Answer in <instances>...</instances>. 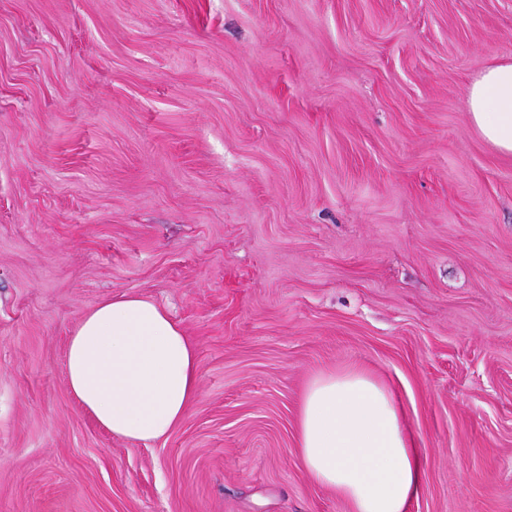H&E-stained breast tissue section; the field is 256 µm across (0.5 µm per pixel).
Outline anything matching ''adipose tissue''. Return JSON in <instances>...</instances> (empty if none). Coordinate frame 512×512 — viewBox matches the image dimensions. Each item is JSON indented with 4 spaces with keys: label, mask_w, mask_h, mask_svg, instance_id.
Instances as JSON below:
<instances>
[{
    "label": "adipose tissue",
    "mask_w": 512,
    "mask_h": 512,
    "mask_svg": "<svg viewBox=\"0 0 512 512\" xmlns=\"http://www.w3.org/2000/svg\"><path fill=\"white\" fill-rule=\"evenodd\" d=\"M469 122L512 155V57L492 59L469 90ZM70 390L104 428L142 442L165 437L198 393L195 348L152 299L114 296L87 312L68 343ZM297 448L306 474L352 512H411L423 461L390 390L356 368L305 386Z\"/></svg>",
    "instance_id": "ef3b65f1"
}]
</instances>
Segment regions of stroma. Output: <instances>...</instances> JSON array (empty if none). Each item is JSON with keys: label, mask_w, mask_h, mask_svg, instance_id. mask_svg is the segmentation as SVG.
Here are the masks:
<instances>
[{"label": "stroma", "mask_w": 512, "mask_h": 512, "mask_svg": "<svg viewBox=\"0 0 512 512\" xmlns=\"http://www.w3.org/2000/svg\"><path fill=\"white\" fill-rule=\"evenodd\" d=\"M512 0H0V512H350L299 397L358 365L419 438L411 512H512V156L468 89ZM135 292L196 348L165 437L79 404Z\"/></svg>", "instance_id": "35a3bbf8"}]
</instances>
